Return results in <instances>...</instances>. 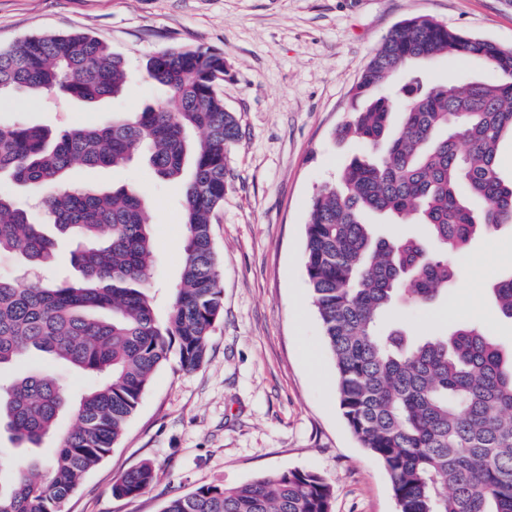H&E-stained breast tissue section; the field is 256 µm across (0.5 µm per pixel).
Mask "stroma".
<instances>
[{
  "label": "stroma",
  "mask_w": 512,
  "mask_h": 512,
  "mask_svg": "<svg viewBox=\"0 0 512 512\" xmlns=\"http://www.w3.org/2000/svg\"><path fill=\"white\" fill-rule=\"evenodd\" d=\"M420 16L512 49V0H0V47L32 34L89 31L135 71L171 46L223 54L217 89L240 124L225 158L224 205L211 225L224 311L208 357L192 371L174 358L157 368L123 436L61 512H163L170 498L203 485H239L294 469L317 471L335 486L333 512H397L387 471L339 409L304 248L310 200L363 150L358 139L338 143L332 136L351 107L352 86L393 27ZM408 73L427 88L451 77H495L482 62L459 55ZM161 96L160 87L139 78L116 100L16 92L0 102V124L55 133L101 126ZM69 180L99 190L133 184L144 193L156 312L166 316L183 259L179 185L157 182L139 163L116 171L76 166ZM460 267L447 296L429 307L400 306L391 322L419 340L439 334L449 320L475 321L503 355L512 354V320L500 314L492 293L512 272V228L476 235ZM28 371L74 392L93 384L37 352L0 377ZM146 462L156 471L154 483L138 496L114 497V481Z\"/></svg>",
  "instance_id": "35a3bbf8"
}]
</instances>
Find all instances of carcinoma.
<instances>
[{"instance_id": "1", "label": "carcinoma", "mask_w": 512, "mask_h": 512, "mask_svg": "<svg viewBox=\"0 0 512 512\" xmlns=\"http://www.w3.org/2000/svg\"><path fill=\"white\" fill-rule=\"evenodd\" d=\"M448 54L478 58L498 78L406 85L403 98L388 90L409 62ZM130 76L123 56L87 34L33 35L0 49V95L115 99ZM223 76V55L172 47L143 67V79L165 89L159 105L60 135L0 125V176L43 191L38 220L0 192V254L46 266L58 237L68 236L78 240L71 263L80 273L25 286L0 276V370L39 351L98 379L77 396L38 373L0 387V430L19 448L39 446L62 411L75 416L41 479L20 462L0 464V512H59L119 440L170 354L186 371L205 361L223 310L210 224L224 202L225 154L240 135L215 89ZM351 99L364 106L349 110L334 138L355 136L370 154L312 198L305 246L339 408L388 472L398 512H512V357L473 323L416 343L385 324L398 300L423 307L446 293L473 237L512 223V180L498 162L501 140L512 135V50L408 19L376 49ZM139 157L182 193L181 274L163 320L150 293L155 248L144 195L135 185L99 191L67 180L75 164L120 168ZM374 214L413 218L423 233L378 235ZM493 292L512 320V273ZM155 478L144 463L112 494L135 497ZM334 498L319 473L290 470L203 486L169 499L163 512H331Z\"/></svg>"}]
</instances>
